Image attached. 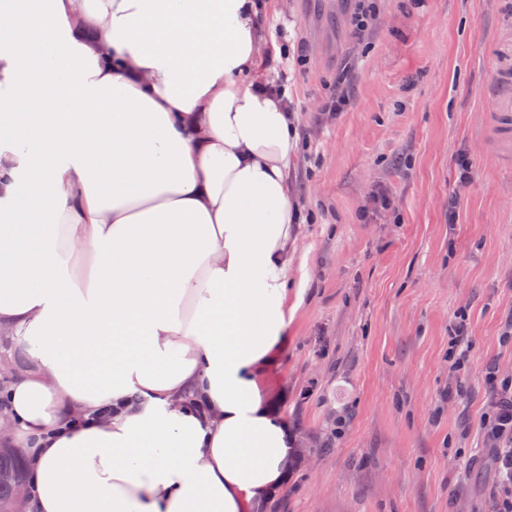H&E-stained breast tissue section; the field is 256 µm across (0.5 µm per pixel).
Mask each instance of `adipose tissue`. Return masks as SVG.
Wrapping results in <instances>:
<instances>
[{
    "label": "adipose tissue",
    "instance_id": "1",
    "mask_svg": "<svg viewBox=\"0 0 512 512\" xmlns=\"http://www.w3.org/2000/svg\"><path fill=\"white\" fill-rule=\"evenodd\" d=\"M258 8L0 0V334L33 365L0 412L31 512H263L288 478L264 376L305 217Z\"/></svg>",
    "mask_w": 512,
    "mask_h": 512
}]
</instances>
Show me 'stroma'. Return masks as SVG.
Instances as JSON below:
<instances>
[{
    "label": "stroma",
    "instance_id": "1",
    "mask_svg": "<svg viewBox=\"0 0 512 512\" xmlns=\"http://www.w3.org/2000/svg\"><path fill=\"white\" fill-rule=\"evenodd\" d=\"M362 42L327 0H264L263 73L299 131L288 279L302 301L269 379L301 452L264 512H490L480 419L489 366L512 381V163L496 148L493 68L512 0H377ZM348 104L325 111L343 70ZM473 179L457 180L459 157ZM458 197L456 219L449 197ZM465 315L464 370L448 360ZM345 424H338V417Z\"/></svg>",
    "mask_w": 512,
    "mask_h": 512
}]
</instances>
